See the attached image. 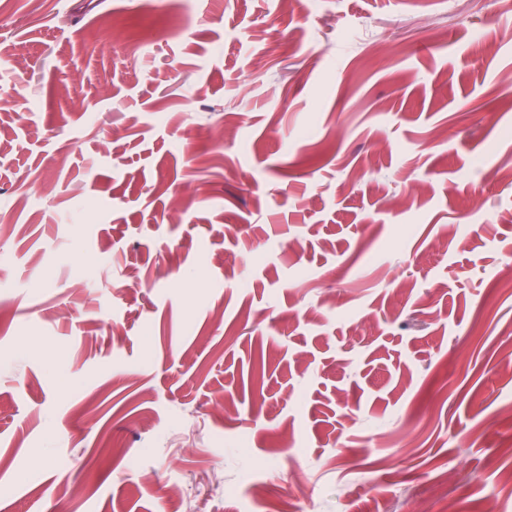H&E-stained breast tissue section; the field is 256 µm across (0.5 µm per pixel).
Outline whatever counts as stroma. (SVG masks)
<instances>
[{"instance_id": "obj_1", "label": "stroma", "mask_w": 512, "mask_h": 512, "mask_svg": "<svg viewBox=\"0 0 512 512\" xmlns=\"http://www.w3.org/2000/svg\"><path fill=\"white\" fill-rule=\"evenodd\" d=\"M507 77L506 0H0V512H512Z\"/></svg>"}]
</instances>
